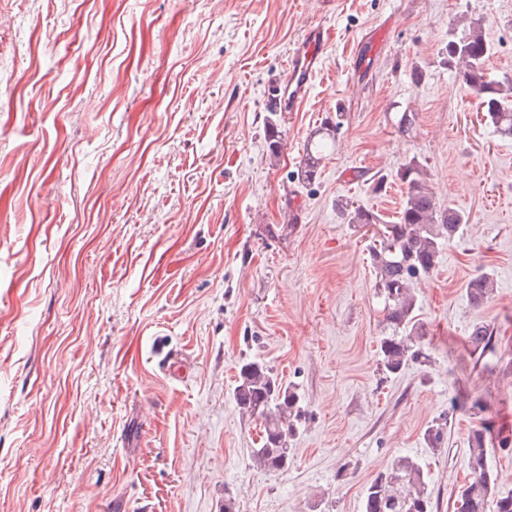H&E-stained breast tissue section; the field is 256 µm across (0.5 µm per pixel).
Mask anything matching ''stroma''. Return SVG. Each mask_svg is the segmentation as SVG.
Wrapping results in <instances>:
<instances>
[{
  "label": "stroma",
  "mask_w": 512,
  "mask_h": 512,
  "mask_svg": "<svg viewBox=\"0 0 512 512\" xmlns=\"http://www.w3.org/2000/svg\"><path fill=\"white\" fill-rule=\"evenodd\" d=\"M473 21L512 78V0H0V512H362L398 455L458 512L470 430L512 436V139L446 52ZM311 26L323 72L274 112ZM327 121L336 147L301 183ZM412 160L468 221L415 287L430 363L388 377L379 225L339 204L396 223ZM482 273L496 291L473 307ZM478 322L496 327L481 357ZM246 360L300 396L277 474L234 401ZM338 126V122L334 124L328 122L315 131L314 138L319 137V140L315 143L313 138L309 147L308 145L306 147V153L297 169L296 176L299 182L310 183L317 178L322 160L321 152L335 142V132ZM467 296L470 304L478 307L488 302L496 291L493 278L482 273L473 277L467 285ZM448 430V419L432 422L423 433V440L432 454H439L445 449V436Z\"/></svg>",
  "instance_id": "stroma-1"
}]
</instances>
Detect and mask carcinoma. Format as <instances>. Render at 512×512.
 I'll list each match as a JSON object with an SVG mask.
<instances>
[{"mask_svg": "<svg viewBox=\"0 0 512 512\" xmlns=\"http://www.w3.org/2000/svg\"><path fill=\"white\" fill-rule=\"evenodd\" d=\"M490 46L482 25H469L448 42L449 61L455 63L463 84L483 106L485 126L500 136H512V79H497L486 72L485 61ZM338 124L326 123L316 130L318 141L306 148L297 169V179L310 183L317 178L321 152L335 142ZM407 185L400 217L396 224L383 225L379 246L370 256L376 267L377 294L383 305V336L379 339V365L386 375H396L412 364L430 360L422 346L426 336L418 318L417 299L411 284L436 266L439 256L467 223L465 214L456 209L440 210L427 184L426 173L409 163L400 171ZM349 224H375L372 212L350 203L340 204ZM496 291L493 278L485 273L473 277L467 285L470 304L479 307ZM495 328L488 323L475 324L470 342L475 351L490 349ZM234 399L244 413L261 419L260 445L251 449V457L261 468L280 472L288 468L290 442L300 417L299 397L295 389L283 385L272 369L256 362L241 364ZM448 421L439 420L426 427L423 440L432 454L445 449ZM509 448L508 437H491L486 425L475 427L468 435L470 477L458 491L459 512H512V493L498 487L497 474L488 466V445ZM362 512H433L428 492L427 473L414 457L399 455L379 471L367 487Z\"/></svg>", "mask_w": 512, "mask_h": 512, "instance_id": "cac0c4a2", "label": "carcinoma"}]
</instances>
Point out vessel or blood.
<instances>
[{
    "label": "vessel or blood",
    "mask_w": 512,
    "mask_h": 512,
    "mask_svg": "<svg viewBox=\"0 0 512 512\" xmlns=\"http://www.w3.org/2000/svg\"><path fill=\"white\" fill-rule=\"evenodd\" d=\"M325 52L320 27L308 29L299 48L288 61V70L282 86V94L274 107L283 112L294 111L308 95L316 75L320 72Z\"/></svg>",
    "instance_id": "1"
}]
</instances>
